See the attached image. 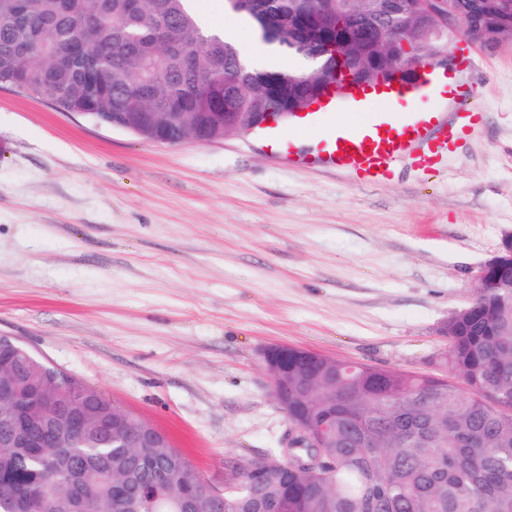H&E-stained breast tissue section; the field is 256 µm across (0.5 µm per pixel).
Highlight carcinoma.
<instances>
[{
	"label": "carcinoma",
	"instance_id": "obj_1",
	"mask_svg": "<svg viewBox=\"0 0 512 512\" xmlns=\"http://www.w3.org/2000/svg\"><path fill=\"white\" fill-rule=\"evenodd\" d=\"M191 0H0V84L63 112L95 120L145 112L140 135L173 143L239 134L244 112L303 106L322 85L335 50L292 23L320 13L319 0H245L224 6L278 32L275 45L307 71L249 70L238 46L202 28ZM346 51L398 66L389 46L434 38L420 0H336ZM467 37L489 11L454 0ZM180 124H168L170 114ZM444 361L467 385L288 351L290 425L306 431L336 416L320 447L296 439L284 459L249 461L252 471L210 497L177 449L115 448L109 433L27 448L34 432L0 446V512H512V288H480L471 313L448 323ZM3 379L37 397L42 380L0 338Z\"/></svg>",
	"mask_w": 512,
	"mask_h": 512
}]
</instances>
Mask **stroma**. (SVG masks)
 <instances>
[{
    "mask_svg": "<svg viewBox=\"0 0 512 512\" xmlns=\"http://www.w3.org/2000/svg\"><path fill=\"white\" fill-rule=\"evenodd\" d=\"M469 92L394 102L460 134L367 184L260 134L165 145L0 85V335L164 432L207 483L284 447L262 352L438 373L512 231V38H444ZM467 61H457L459 45Z\"/></svg>",
    "mask_w": 512,
    "mask_h": 512,
    "instance_id": "35a3bbf8",
    "label": "stroma"
}]
</instances>
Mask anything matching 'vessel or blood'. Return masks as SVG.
<instances>
[{"label":"vessel or blood","instance_id":"b4317fda","mask_svg":"<svg viewBox=\"0 0 512 512\" xmlns=\"http://www.w3.org/2000/svg\"><path fill=\"white\" fill-rule=\"evenodd\" d=\"M434 89L428 73L418 81L392 86L399 99L426 95ZM297 122L313 133L304 163L338 168L368 184L387 179L397 162L415 167L429 164L456 135L452 124L437 121L432 112L376 110L339 124L328 121L326 113L303 112Z\"/></svg>","mask_w":512,"mask_h":512}]
</instances>
